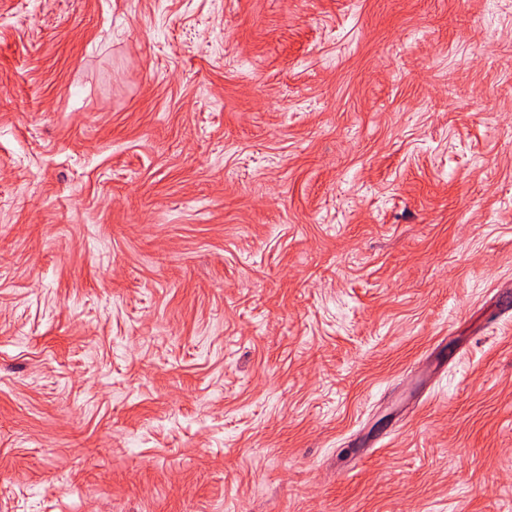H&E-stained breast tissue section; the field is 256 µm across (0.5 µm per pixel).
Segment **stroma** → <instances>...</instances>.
<instances>
[{"instance_id": "35a3bbf8", "label": "stroma", "mask_w": 512, "mask_h": 512, "mask_svg": "<svg viewBox=\"0 0 512 512\" xmlns=\"http://www.w3.org/2000/svg\"><path fill=\"white\" fill-rule=\"evenodd\" d=\"M0 0V512H512V0Z\"/></svg>"}]
</instances>
